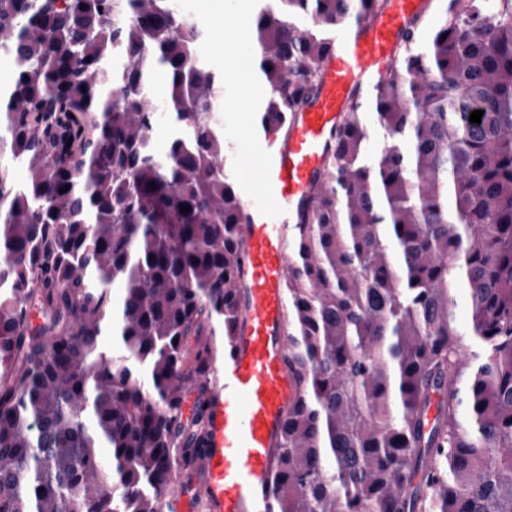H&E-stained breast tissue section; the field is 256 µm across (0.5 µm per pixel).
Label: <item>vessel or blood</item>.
Returning a JSON list of instances; mask_svg holds the SVG:
<instances>
[{"label": "vessel or blood", "mask_w": 512, "mask_h": 512, "mask_svg": "<svg viewBox=\"0 0 512 512\" xmlns=\"http://www.w3.org/2000/svg\"><path fill=\"white\" fill-rule=\"evenodd\" d=\"M425 7L426 0H388L375 18L337 29L317 95L289 114L287 131H265L260 152L251 156L263 189L244 199V320L217 370L201 479H179L164 512H272L267 479L274 445L289 406L302 395L300 378L286 361L292 223L324 169L326 147L344 112L384 75Z\"/></svg>", "instance_id": "obj_1"}]
</instances>
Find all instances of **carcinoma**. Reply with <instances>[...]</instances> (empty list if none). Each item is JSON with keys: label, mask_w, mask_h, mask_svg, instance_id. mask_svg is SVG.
<instances>
[{"label": "carcinoma", "mask_w": 512, "mask_h": 512, "mask_svg": "<svg viewBox=\"0 0 512 512\" xmlns=\"http://www.w3.org/2000/svg\"><path fill=\"white\" fill-rule=\"evenodd\" d=\"M384 5L263 0L261 126ZM201 36L175 0H0V512H162L197 470L243 224ZM328 151L292 238L275 512H512V0L414 19Z\"/></svg>", "instance_id": "1"}]
</instances>
